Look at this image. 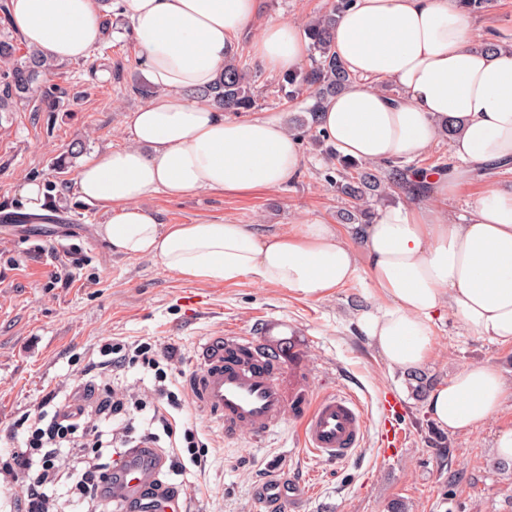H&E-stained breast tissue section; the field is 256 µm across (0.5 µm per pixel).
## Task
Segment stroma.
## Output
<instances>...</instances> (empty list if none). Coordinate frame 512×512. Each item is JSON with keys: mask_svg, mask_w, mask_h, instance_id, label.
<instances>
[{"mask_svg": "<svg viewBox=\"0 0 512 512\" xmlns=\"http://www.w3.org/2000/svg\"><path fill=\"white\" fill-rule=\"evenodd\" d=\"M332 2L263 0L259 18L304 25ZM471 18L476 43L512 45V0H489ZM238 56L259 94L257 116L287 124L304 117L306 101L287 103L276 96L279 76L257 61L251 35L241 37ZM48 82L64 93L61 111L37 112L22 104L0 114V437L44 390L81 383L73 361L90 353L101 333L125 341L147 338L158 349L174 351L175 377L182 382L199 367L207 337L228 332L264 349L293 346L316 389L347 390L359 399L370 431L356 456L336 464L303 450L298 425L260 442L228 441L220 424L185 411L183 421L200 439L222 441L223 450L208 454L204 468L165 473L182 512H267L260 487L269 480L283 484L286 512H391L395 505L404 512H512V461L498 459L494 449L497 433L512 428V398L481 427L457 434L442 431L426 411L431 390L469 365H491L512 384V346L479 338L449 310L431 326L427 364L394 370L357 327L358 312L377 303L367 280L353 279L312 300L247 278L189 281L151 258L113 253L101 234L107 209L80 200L74 177L86 156L127 144L126 117L146 103L136 92L147 79L127 20L114 19L106 49L64 62ZM300 135L301 173L280 188L244 197L153 193L143 204L165 224L207 217L276 232L318 219L335 225L341 239L356 242L353 225L340 221L345 201L331 183L336 163L328 144L314 127H303ZM62 159L68 163L63 172L57 166ZM411 167L452 172L456 189L444 208L456 224L466 223L487 191L512 192L511 168L470 170L453 157L444 135L423 156L376 171L385 177ZM31 180L46 187L54 210L50 223H2V215L27 213L17 189ZM73 249L84 257L83 269L72 285L49 287L51 273H69L67 253ZM387 389L405 403L407 439L398 457L384 459L373 430L380 420L378 394Z\"/></svg>", "mask_w": 512, "mask_h": 512, "instance_id": "35a3bbf8", "label": "stroma"}]
</instances>
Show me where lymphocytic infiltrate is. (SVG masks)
Wrapping results in <instances>:
<instances>
[{"instance_id": "1", "label": "lymphocytic infiltrate", "mask_w": 512, "mask_h": 512, "mask_svg": "<svg viewBox=\"0 0 512 512\" xmlns=\"http://www.w3.org/2000/svg\"><path fill=\"white\" fill-rule=\"evenodd\" d=\"M98 360L79 373L84 383L47 391L36 408L12 425L18 442L0 457V488L10 491L11 512H60V501L83 512H106L98 488L112 472L113 449L158 445L167 439L174 471L201 466L209 446L197 430L179 427L187 394L176 387L174 353L148 341L98 336ZM140 366L154 373L152 386L117 385L114 372ZM151 411L150 428L137 431V414Z\"/></svg>"}]
</instances>
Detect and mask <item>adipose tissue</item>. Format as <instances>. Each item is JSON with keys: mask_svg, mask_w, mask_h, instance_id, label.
<instances>
[{"mask_svg": "<svg viewBox=\"0 0 512 512\" xmlns=\"http://www.w3.org/2000/svg\"><path fill=\"white\" fill-rule=\"evenodd\" d=\"M110 8L128 21L157 90L129 114V145L85 158L75 174L80 198L109 211L102 233L114 253L150 257L192 281L248 278L313 300L365 274L382 303L357 325L403 371L428 362L431 325L447 308L489 343L512 344V192L488 191L464 224L433 206L384 207L354 245L315 219L279 233L207 218L161 224L141 206L145 196L281 187L300 172V142L278 119L234 117L199 94L223 73L259 0H110ZM10 18L30 46L61 61L89 58L101 37L97 0H11ZM472 40L461 0H354L333 44L355 80L318 114L326 141L357 161L410 160L448 118L461 124L457 159L474 168L512 162V50ZM253 45L262 65L284 72L302 65L307 39L299 25L272 20ZM511 393L495 368L474 364L436 386L427 410L455 434L482 426Z\"/></svg>", "mask_w": 512, "mask_h": 512, "instance_id": "1", "label": "adipose tissue"}]
</instances>
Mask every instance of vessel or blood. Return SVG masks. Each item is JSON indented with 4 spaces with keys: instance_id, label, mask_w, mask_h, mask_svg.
<instances>
[{
    "instance_id": "1",
    "label": "vessel or blood",
    "mask_w": 512,
    "mask_h": 512,
    "mask_svg": "<svg viewBox=\"0 0 512 512\" xmlns=\"http://www.w3.org/2000/svg\"><path fill=\"white\" fill-rule=\"evenodd\" d=\"M203 360L188 382L192 406L224 429V438L241 435L263 439L285 429L289 421L301 425L304 447L329 462L356 456L364 435V417L357 399L340 392L311 395L304 379L285 354H272L248 338L233 334L210 337ZM376 445L384 457L398 452L406 439L400 418L402 400L385 391L379 403ZM165 458L159 449H127L112 470L111 481L101 485L103 499L120 512L143 500L158 503L154 512H176L178 504L163 481Z\"/></svg>"
}]
</instances>
